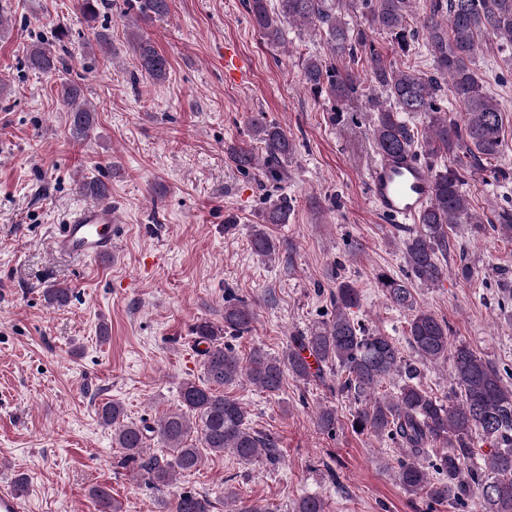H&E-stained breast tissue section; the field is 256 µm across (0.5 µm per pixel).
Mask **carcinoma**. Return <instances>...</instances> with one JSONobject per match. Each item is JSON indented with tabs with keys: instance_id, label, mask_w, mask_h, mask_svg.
Instances as JSON below:
<instances>
[{
	"instance_id": "1",
	"label": "carcinoma",
	"mask_w": 512,
	"mask_h": 512,
	"mask_svg": "<svg viewBox=\"0 0 512 512\" xmlns=\"http://www.w3.org/2000/svg\"><path fill=\"white\" fill-rule=\"evenodd\" d=\"M415 0H243L253 26L270 45L285 41L284 24H295L325 35L329 58L310 56L303 64V84L317 97L331 103L329 120L344 121L346 112L366 108L375 113L371 139L384 156L413 155L426 159L431 172L433 197L418 217L419 229L405 242L410 276L435 285L448 274L439 256L448 254L450 231L458 224H469L476 234L487 230L512 237V209L495 215L486 225L471 210L462 192L465 175L503 151V113L499 103L483 91L477 72L476 55L485 37H494L501 47L512 49V0H431L429 16L422 23L423 34L434 60L431 75L403 70L388 62L371 39L375 31L390 34L401 51L410 48L417 37L407 15ZM127 11L145 23L169 14V0H125ZM110 0H76L77 10L88 23H96ZM361 9L367 26L360 28L342 21L344 7ZM68 30L59 26L53 40L61 46L55 53L42 42L27 51L28 67L41 74L69 66L64 48ZM141 71L155 82L166 80L170 64L154 44L134 34L129 40ZM362 63L366 75L381 90L383 98L365 92L361 74L354 64ZM451 92L463 111L457 121L442 111L438 101L442 91ZM58 93L68 106L67 122L71 137L85 140L96 125L95 111L83 100L81 82L61 83ZM426 119L423 130L411 125L409 117ZM253 138L263 145L266 172L275 176L279 167L294 153L285 131L258 113L251 118ZM227 154L237 169L248 174L258 167L253 149L231 145ZM452 157L454 162L435 167V160ZM78 191L95 203H106L112 196L111 183L92 178L78 183ZM292 201L279 196L265 214L267 224H286ZM251 249L260 257L275 251L270 235L256 229ZM378 287L393 306L411 311L407 342L416 360L423 365L451 362L456 385L454 400L444 403L414 383L417 367L406 362L393 339L371 331L350 317L359 307L360 293L348 281H341L332 296L334 317L308 333L289 337L286 350L272 356L257 348L244 365L224 338H238L251 330L255 313L231 290H225L224 323L202 321L194 328L202 351L204 381H185L180 387V408L160 418L154 425L123 420V409L107 403L99 411L101 423L112 428V440L121 449L119 464L132 466L158 492L164 491L177 476L191 473L202 462L200 449L222 454L228 450L243 464L260 458L275 465L280 460L274 440L263 437L249 426V412L236 398L221 392L242 380L274 394L281 390L285 374L302 381L327 382L326 372L336 376V389L364 399L351 427L388 436L401 449L397 460V480L402 489L431 502L453 507L476 498L482 512H512V386L504 384L500 372L469 345L451 343L448 324L428 310L413 305L407 281L382 271L376 275ZM45 299L63 306L70 289L55 285ZM314 358L310 365L305 355ZM404 371L406 380L390 396L377 397L375 391L386 377ZM318 428L336 431V410L322 407L316 414ZM156 438L165 448L162 455L147 452V441ZM481 441L491 445L488 453L476 457L474 448ZM430 448L439 449L430 475L421 456ZM90 495L98 512H120V506L105 486H94ZM211 501L186 491L165 503V512H211ZM292 512H325L324 500L316 495L297 499Z\"/></svg>"
}]
</instances>
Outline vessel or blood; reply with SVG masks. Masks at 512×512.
Returning <instances> with one entry per match:
<instances>
[{
  "label": "vessel or blood",
  "instance_id": "vessel-or-blood-1",
  "mask_svg": "<svg viewBox=\"0 0 512 512\" xmlns=\"http://www.w3.org/2000/svg\"><path fill=\"white\" fill-rule=\"evenodd\" d=\"M224 72L229 80L238 83L248 77L245 64L234 47H226L224 51ZM368 184L370 199L377 210L405 221L413 220L422 212L433 195L427 169L410 155L397 159L381 157L370 171ZM115 222L111 204L83 206L63 225L56 245L85 259L109 255Z\"/></svg>",
  "mask_w": 512,
  "mask_h": 512
}]
</instances>
